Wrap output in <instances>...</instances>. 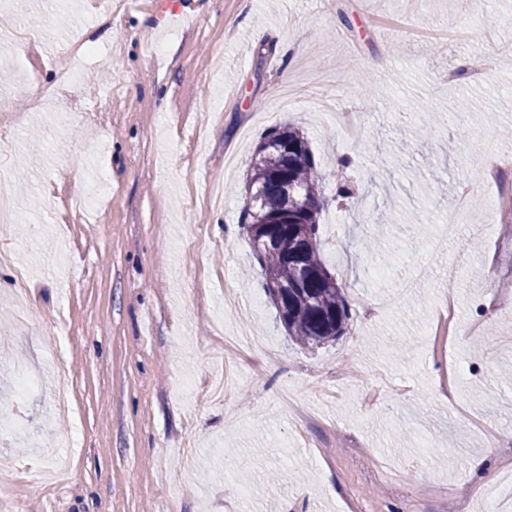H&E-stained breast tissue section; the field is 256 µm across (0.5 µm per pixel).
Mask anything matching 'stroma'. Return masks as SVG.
<instances>
[{
	"instance_id": "stroma-1",
	"label": "stroma",
	"mask_w": 512,
	"mask_h": 512,
	"mask_svg": "<svg viewBox=\"0 0 512 512\" xmlns=\"http://www.w3.org/2000/svg\"><path fill=\"white\" fill-rule=\"evenodd\" d=\"M180 3L194 25L163 32L157 0L110 17L51 0L25 25L0 0V512H486L472 460L490 449L512 473V236L481 208L512 155V0L478 19L471 0ZM78 29L75 84L30 111ZM464 60L479 78H457ZM288 124L320 166V255L351 313L308 349L251 273L243 223L255 149ZM436 295L483 326L444 357L423 334ZM19 364L36 377L22 398Z\"/></svg>"
}]
</instances>
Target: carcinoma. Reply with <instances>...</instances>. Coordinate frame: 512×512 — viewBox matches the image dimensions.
<instances>
[{"instance_id": "obj_1", "label": "carcinoma", "mask_w": 512, "mask_h": 512, "mask_svg": "<svg viewBox=\"0 0 512 512\" xmlns=\"http://www.w3.org/2000/svg\"><path fill=\"white\" fill-rule=\"evenodd\" d=\"M322 174L304 136L290 126L259 143L244 212L263 288L288 337L316 347L342 336L349 308L318 247Z\"/></svg>"}]
</instances>
